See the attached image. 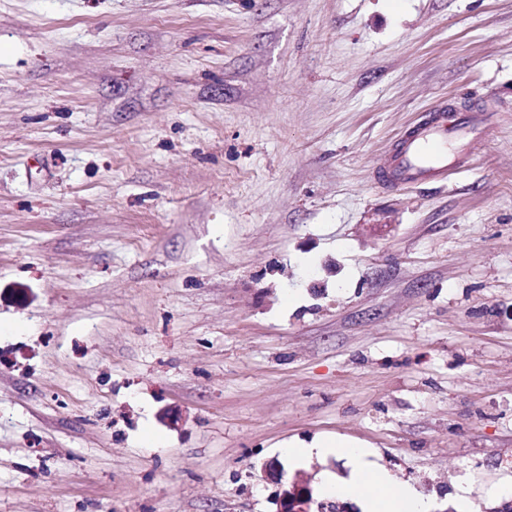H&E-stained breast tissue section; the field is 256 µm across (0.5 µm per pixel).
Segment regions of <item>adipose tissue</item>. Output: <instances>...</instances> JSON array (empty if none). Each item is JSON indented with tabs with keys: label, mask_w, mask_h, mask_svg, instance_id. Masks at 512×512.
I'll return each mask as SVG.
<instances>
[{
	"label": "adipose tissue",
	"mask_w": 512,
	"mask_h": 512,
	"mask_svg": "<svg viewBox=\"0 0 512 512\" xmlns=\"http://www.w3.org/2000/svg\"><path fill=\"white\" fill-rule=\"evenodd\" d=\"M284 452L294 457L321 456L330 453L344 455L351 463L352 471L349 481L338 483L327 480L330 490L344 489L355 494L370 492L367 512H428L427 503L411 488L392 486L388 477L371 468L367 457L369 451L361 444L336 440H320L308 447L297 448L285 446Z\"/></svg>",
	"instance_id": "ef3b65f1"
}]
</instances>
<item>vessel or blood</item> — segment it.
Here are the masks:
<instances>
[{
  "label": "vessel or blood",
  "mask_w": 512,
  "mask_h": 512,
  "mask_svg": "<svg viewBox=\"0 0 512 512\" xmlns=\"http://www.w3.org/2000/svg\"><path fill=\"white\" fill-rule=\"evenodd\" d=\"M485 118L440 106L406 130L393 153L383 159L393 183L442 182L450 171L465 165L471 141L482 131Z\"/></svg>",
  "instance_id": "obj_1"
}]
</instances>
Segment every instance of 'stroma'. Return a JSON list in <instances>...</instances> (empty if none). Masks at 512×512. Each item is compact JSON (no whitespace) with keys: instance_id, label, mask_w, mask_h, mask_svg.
Returning a JSON list of instances; mask_svg holds the SVG:
<instances>
[{"instance_id":"1","label":"stroma","mask_w":512,"mask_h":512,"mask_svg":"<svg viewBox=\"0 0 512 512\" xmlns=\"http://www.w3.org/2000/svg\"><path fill=\"white\" fill-rule=\"evenodd\" d=\"M443 103L467 169L379 185ZM335 438L512 500V0H0V512L321 502ZM313 503L310 489L298 481L283 485L276 494V512H311Z\"/></svg>"}]
</instances>
